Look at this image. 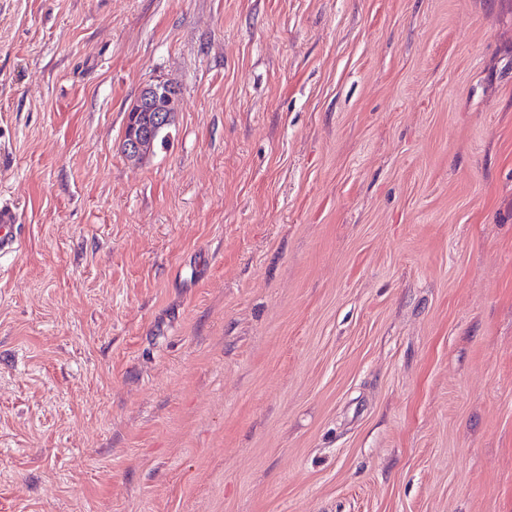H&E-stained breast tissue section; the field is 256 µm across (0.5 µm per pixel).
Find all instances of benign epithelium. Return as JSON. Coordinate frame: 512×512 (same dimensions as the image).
<instances>
[{
    "label": "benign epithelium",
    "instance_id": "1",
    "mask_svg": "<svg viewBox=\"0 0 512 512\" xmlns=\"http://www.w3.org/2000/svg\"><path fill=\"white\" fill-rule=\"evenodd\" d=\"M181 107L182 101L169 83L155 80L143 86L127 111L121 139L124 155L140 158L145 144L172 122Z\"/></svg>",
    "mask_w": 512,
    "mask_h": 512
}]
</instances>
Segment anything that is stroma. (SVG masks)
Returning a JSON list of instances; mask_svg holds the SVG:
<instances>
[{"instance_id":"obj_1","label":"stroma","mask_w":512,"mask_h":512,"mask_svg":"<svg viewBox=\"0 0 512 512\" xmlns=\"http://www.w3.org/2000/svg\"><path fill=\"white\" fill-rule=\"evenodd\" d=\"M1 198L0 512H512V0H0ZM150 92H145V90ZM168 82L155 80L144 85L127 111L123 128L121 149L131 159H139L145 144L152 141L173 120L182 107V101ZM173 124V123H172ZM171 125L160 135L155 144L166 145L170 139ZM17 209L9 200L0 201V255L8 256L16 250Z\"/></svg>"}]
</instances>
